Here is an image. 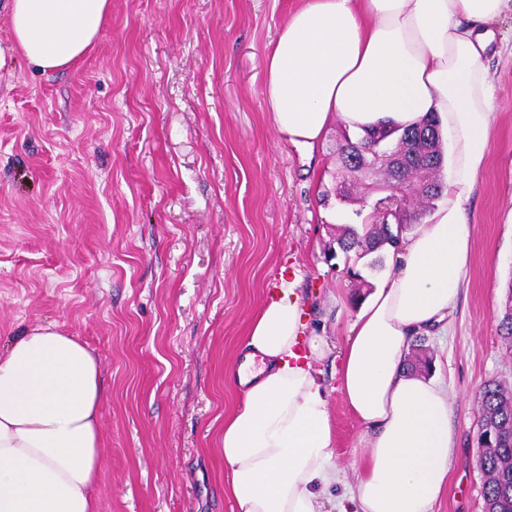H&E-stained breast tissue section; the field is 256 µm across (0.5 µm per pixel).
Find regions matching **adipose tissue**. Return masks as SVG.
<instances>
[{"label": "adipose tissue", "mask_w": 512, "mask_h": 512, "mask_svg": "<svg viewBox=\"0 0 512 512\" xmlns=\"http://www.w3.org/2000/svg\"><path fill=\"white\" fill-rule=\"evenodd\" d=\"M111 0H9L13 41L33 66L79 61ZM512 0H303L266 57L265 97L289 143L314 148L336 120L363 133L436 114L452 154L444 201L358 306L339 355L344 400L367 453L336 512H433L450 480L452 403L442 382L406 370L415 337L444 322L471 262L464 203L485 168L493 85L484 60ZM295 282L251 319L224 418L225 492L235 512H326L338 480L334 429ZM101 363L78 337L36 326L0 352V512H98Z\"/></svg>", "instance_id": "1"}]
</instances>
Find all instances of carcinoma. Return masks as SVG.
Masks as SVG:
<instances>
[{"mask_svg":"<svg viewBox=\"0 0 512 512\" xmlns=\"http://www.w3.org/2000/svg\"><path fill=\"white\" fill-rule=\"evenodd\" d=\"M410 139L396 141L402 154L404 179L411 184V191L430 204L443 192L444 183L440 171L444 154L437 120L426 118L407 128ZM378 133L373 129L362 135H343L337 147L339 166L336 172V193L346 197L352 190L343 188L346 176L356 171L366 157L370 146L369 137ZM404 224L347 225L337 239L339 249L356 252L358 258L379 253L398 246L401 234L418 223L422 213L402 211ZM498 336L512 348V280L508 283L505 312L498 322ZM479 428L484 435L477 437L481 448L478 466L483 474L482 495L492 512H512V389L496 380L484 383L479 392Z\"/></svg>","mask_w":512,"mask_h":512,"instance_id":"carcinoma-1","label":"carcinoma"}]
</instances>
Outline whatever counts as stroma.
I'll list each match as a JSON object with an SVG mask.
<instances>
[{
    "label": "stroma",
    "instance_id": "stroma-1",
    "mask_svg": "<svg viewBox=\"0 0 512 512\" xmlns=\"http://www.w3.org/2000/svg\"><path fill=\"white\" fill-rule=\"evenodd\" d=\"M302 0H112L95 44L44 72L0 67V350L36 325L98 356L99 512H232L221 440L235 400L224 372L280 269L296 271L309 329L342 345L390 272L341 253L382 193L331 196L332 123L314 150L277 132L265 58ZM490 59L496 120L465 204L472 261L448 329L425 337L451 400L448 489L434 512H483L478 393L512 386L497 331L512 281V14ZM328 356L317 368L335 431L333 464L355 485L363 429Z\"/></svg>",
    "mask_w": 512,
    "mask_h": 512
}]
</instances>
